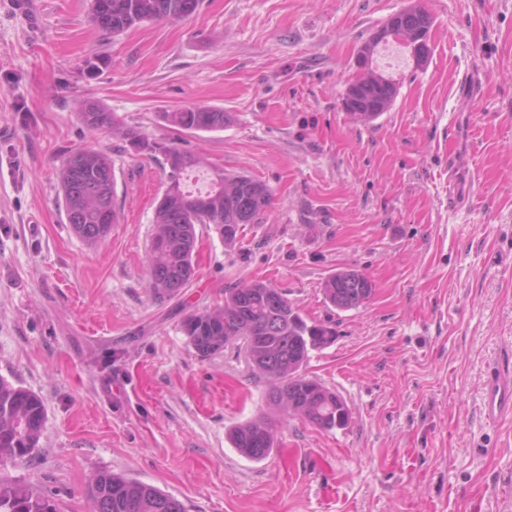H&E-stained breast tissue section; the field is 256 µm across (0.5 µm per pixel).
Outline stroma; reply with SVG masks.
<instances>
[{
  "label": "stroma",
  "instance_id": "obj_1",
  "mask_svg": "<svg viewBox=\"0 0 512 512\" xmlns=\"http://www.w3.org/2000/svg\"><path fill=\"white\" fill-rule=\"evenodd\" d=\"M411 5L433 19L423 67L393 69L379 119L343 108L361 45ZM110 64L88 75L86 60ZM477 74L481 96L460 98ZM213 166L265 183L271 203L235 245L197 231L195 276L172 298L147 286L159 162L89 134L84 101ZM224 109V130L185 132L161 112ZM111 156L119 222L90 248L67 222L57 170L69 151ZM467 154L468 208L448 205V155ZM365 274V306L340 311L321 285ZM261 281L336 341L309 377L352 414L325 431L266 401L243 342L198 357L182 317ZM512 359V0H201L178 21L119 35L89 0H0V376L38 395L45 433L8 476L92 512L109 469L187 512H512V421L487 422V370ZM265 416V460L227 439Z\"/></svg>",
  "mask_w": 512,
  "mask_h": 512
}]
</instances>
